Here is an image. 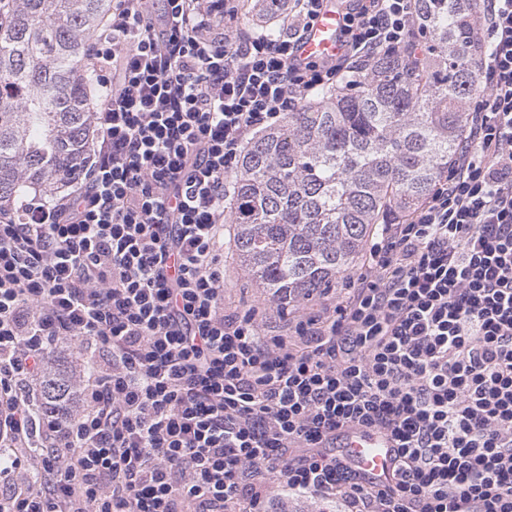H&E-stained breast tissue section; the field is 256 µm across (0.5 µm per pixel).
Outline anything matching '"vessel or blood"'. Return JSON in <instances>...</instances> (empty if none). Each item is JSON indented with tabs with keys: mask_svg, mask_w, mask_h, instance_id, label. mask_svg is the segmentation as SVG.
I'll list each match as a JSON object with an SVG mask.
<instances>
[{
	"mask_svg": "<svg viewBox=\"0 0 512 512\" xmlns=\"http://www.w3.org/2000/svg\"><path fill=\"white\" fill-rule=\"evenodd\" d=\"M342 14L334 0H326L315 23L298 46L303 59H321L339 54L342 50L339 30ZM336 445L343 461L367 480L389 486L394 482L391 458L392 443L387 435L361 426L338 432Z\"/></svg>",
	"mask_w": 512,
	"mask_h": 512,
	"instance_id": "obj_1",
	"label": "vessel or blood"
}]
</instances>
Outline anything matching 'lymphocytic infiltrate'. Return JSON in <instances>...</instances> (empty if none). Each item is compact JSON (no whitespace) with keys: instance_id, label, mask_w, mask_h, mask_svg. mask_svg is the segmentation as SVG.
Returning <instances> with one entry per match:
<instances>
[{"instance_id":"obj_1","label":"lymphocytic infiltrate","mask_w":512,"mask_h":512,"mask_svg":"<svg viewBox=\"0 0 512 512\" xmlns=\"http://www.w3.org/2000/svg\"><path fill=\"white\" fill-rule=\"evenodd\" d=\"M471 97L448 172L380 225L333 308L224 309V227L250 137L404 51L413 0H352L344 50L294 53L323 0H112L88 50L98 99L69 193L0 214V512H512V0H479ZM90 358L80 407H30L59 341ZM360 425L394 483L336 454ZM40 437L42 450L29 442ZM392 442L384 433L352 426L337 433L336 448L343 461L367 480L390 486L394 482L391 458ZM286 502L287 512H343L344 507L336 499H296V498H284ZM332 505L329 509L325 508V505Z\"/></svg>"}]
</instances>
